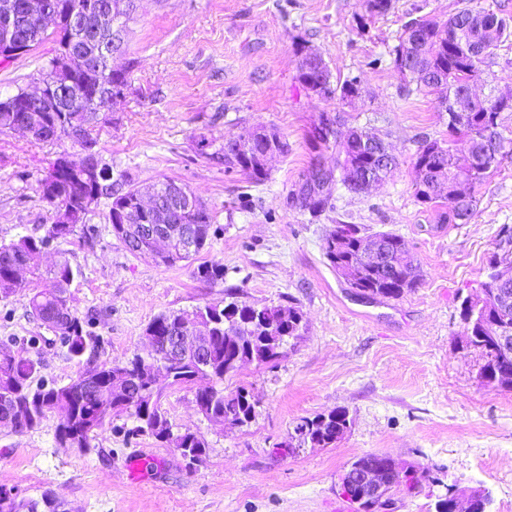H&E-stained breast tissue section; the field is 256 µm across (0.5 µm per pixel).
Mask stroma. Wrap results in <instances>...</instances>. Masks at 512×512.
I'll return each mask as SVG.
<instances>
[{
	"instance_id": "obj_1",
	"label": "stroma",
	"mask_w": 512,
	"mask_h": 512,
	"mask_svg": "<svg viewBox=\"0 0 512 512\" xmlns=\"http://www.w3.org/2000/svg\"><path fill=\"white\" fill-rule=\"evenodd\" d=\"M387 15L366 19L364 0H134L115 68L130 89L112 120L94 134L103 159L125 184L148 190L163 178L187 185L209 209L215 234L198 262H219L224 281H198L191 266L157 264L113 235L107 203L43 266L66 256L75 276L70 305L90 316L100 362L148 355V323L168 311L224 299L234 288L255 306L296 303L307 330L275 363L243 365L225 378L258 403L241 427L206 419L197 383L160 380L161 403L174 429L208 443L195 469L149 436L128 437L133 422L112 419L90 453L60 447L54 420L23 433L0 429V489L19 497L50 490L68 512H354L339 478L368 453L406 467H427L459 490L488 491L487 512H512V390L482 381V359L468 347L463 299L478 288L500 229L512 226V151L476 192L465 224L443 223L418 203L410 163L422 138L450 142L448 117L435 95H403L392 50L405 24L448 18L468 0H393ZM319 51L333 79L358 77L361 99L341 106L299 83L300 47ZM58 47L48 35L28 53L0 64V91L33 87ZM346 110L351 124L382 138L399 165L368 192L333 190L334 208L319 219L288 204L314 152L307 133L324 112ZM277 128L291 145L269 162L260 184L225 171L208 153L256 125ZM67 141L0 133V243L44 235L54 210L38 181ZM339 222L392 231L418 259L422 281L397 299L365 298L337 275L323 238ZM27 287L0 300V349L41 360L48 383L62 386L83 368L29 314ZM346 410L344 436L326 448L301 444L304 418ZM290 454H282L285 446ZM140 457L148 475L130 480L123 464Z\"/></svg>"
}]
</instances>
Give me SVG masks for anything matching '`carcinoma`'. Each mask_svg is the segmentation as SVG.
Here are the masks:
<instances>
[{
    "label": "carcinoma",
    "instance_id": "cac0c4a2",
    "mask_svg": "<svg viewBox=\"0 0 512 512\" xmlns=\"http://www.w3.org/2000/svg\"><path fill=\"white\" fill-rule=\"evenodd\" d=\"M56 7L55 20L58 51L72 45L77 59L76 68L71 76L70 92L65 103L66 111L46 113V126L51 129L76 126L79 140L75 145L97 144L92 130L99 124L96 110L100 101L93 97L96 87L104 83L112 86L128 87V73L125 71L107 72L98 67L110 50H117L122 45L121 35L102 33L90 43H73L70 16L74 11H81L92 6L102 10L109 0H52ZM488 8L481 5V0L448 18L438 21L433 18L419 19L407 23L399 43L392 51L395 68L402 74L406 85L404 90L411 92V85L416 90L423 88L430 92L437 91L439 111L448 113V132L453 136L464 135L472 142L471 156L454 155L449 148L437 140L423 139L412 157L414 171V194L423 205L442 202L448 185L459 176L470 179L472 188L482 184L488 174L497 169L499 157L491 154L493 148L503 150L505 138L499 131V116L502 112H512V105H505L497 97L495 88L490 86L489 70L482 62L470 56L473 48L483 49L487 57L495 56V50L501 43L512 40V18L500 13L493 36H488L485 22L493 21L486 15ZM45 31L24 30L9 46L0 45V54L7 49L14 50L12 58H17L16 51L25 54L43 41ZM298 81L305 88L320 87L319 95L334 97L341 104L352 102L355 94L356 78L333 83L329 74L314 69L299 67ZM482 83L489 86V92L481 100L468 101L470 114L466 126L458 128V116L454 110L453 99L467 95L468 85ZM342 116L336 114L320 130H311L308 141L314 146L331 150L327 161L313 159L305 179H315L320 183H341L348 190L356 191V182L367 175H374L381 169L379 148L364 150L360 145L344 142L345 132ZM263 126L245 130L235 141L224 144L221 149L205 154L209 160L217 159L226 171L242 172L255 184L262 183L268 176V169L258 166L254 158L247 157L240 149V141L252 143V153H262L267 148L262 132ZM66 155L62 154L50 164L49 170L61 168L60 175L50 181L42 178L38 181L42 199L52 208L71 207L80 210L74 198L73 173L63 170ZM86 190L96 191L110 200L108 221L121 217L126 210L135 208L136 190L129 188L123 192L112 181V173L98 175L89 179ZM289 199L296 208L316 216L332 207L331 191L316 193V198L299 195L292 190ZM476 197L457 211L442 214L443 222L463 224L473 214ZM173 229L183 227L193 230L195 248L184 254H177L164 261L167 266L179 262H192L205 248L211 238L212 217L206 206L191 211H172ZM74 224H50L42 236L24 235L9 243H0V298H7L14 293L16 283L14 272L18 269L29 271L35 279L32 296L29 300V314L41 322L47 329L59 337L72 358L84 356L90 344L91 336L85 330L89 319L69 310L67 291L74 273L65 258L56 262L53 269L41 273L40 261L42 248L53 241L65 240L75 231ZM378 246L382 260L365 263L362 250L366 241ZM325 256L332 268L350 267L357 272V278L350 286L368 292L382 299H398L405 292L417 287L421 281V271L417 260L407 251L402 238L390 231L362 234L356 224L339 223L325 235ZM496 258L489 261L490 272L487 279L480 284L476 295H493L507 292L512 295V278L503 282L493 272ZM194 278L210 285L224 282V265L218 262L202 263L192 272ZM247 305L232 301L224 306L207 304L189 311H170L154 318L150 325L156 327V335L167 336L178 323L192 322L199 317L214 321L215 337L206 349L209 369H200L193 361L174 369L170 383L182 384L193 380L205 379L210 382L222 381L224 363L239 358L244 363H264L269 352L278 349V356L290 342L302 335L303 324H283V312L300 314L290 308L279 306L260 308L263 319L268 322L269 338L247 339L241 336L239 324L247 320ZM467 346L480 350L484 363L480 375L492 377L504 368V362L489 339L488 331L481 327L474 330L467 339ZM129 367L128 374L139 382L143 392L132 395H118L112 386V367L116 365ZM155 363L143 361L138 355L125 360L98 363L86 362V368L68 384L47 385L40 377L41 365L31 357L23 354L17 356L0 354V423L8 428L16 424L25 426V430L35 429L49 417L56 418L55 439L59 445L72 441V447L81 448L88 453L92 449L91 441L105 429L114 417L127 415L135 426L127 431L131 436L149 435L167 448H194L196 456H206L207 442L195 433L186 430L175 432L159 403L157 387L150 386L152 369ZM97 378L95 382L97 395L94 398L81 391L83 376ZM196 396L206 400L204 416L212 421L230 426H242L255 418L256 407L252 396L245 388L239 387L224 392L213 385L204 386L196 391ZM300 425L310 426L308 442L313 448H325L340 439L348 429L349 420L346 411L336 410L327 416L304 418ZM430 478L427 469H411L400 475H392L393 485L403 487L408 495H416L425 480ZM56 498L52 492H44L38 499L16 500L7 504L8 512H57L51 504Z\"/></svg>",
    "mask_w": 512,
    "mask_h": 512
}]
</instances>
